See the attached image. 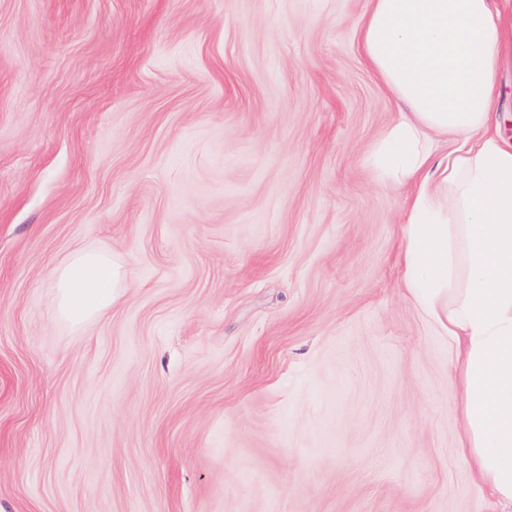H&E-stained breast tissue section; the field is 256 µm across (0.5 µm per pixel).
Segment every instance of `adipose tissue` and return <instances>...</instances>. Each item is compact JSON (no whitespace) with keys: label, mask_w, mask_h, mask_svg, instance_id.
<instances>
[{"label":"adipose tissue","mask_w":512,"mask_h":512,"mask_svg":"<svg viewBox=\"0 0 512 512\" xmlns=\"http://www.w3.org/2000/svg\"><path fill=\"white\" fill-rule=\"evenodd\" d=\"M510 40L497 0H370L358 29L402 106L371 163L409 191L406 289L455 345L464 456L512 510V145L491 127ZM126 280L107 250L75 249L54 273L53 319L81 327Z\"/></svg>","instance_id":"adipose-tissue-1"}]
</instances>
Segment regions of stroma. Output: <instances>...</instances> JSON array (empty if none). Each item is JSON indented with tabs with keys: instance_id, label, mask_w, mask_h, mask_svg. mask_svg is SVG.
<instances>
[{
	"instance_id": "stroma-1",
	"label": "stroma",
	"mask_w": 512,
	"mask_h": 512,
	"mask_svg": "<svg viewBox=\"0 0 512 512\" xmlns=\"http://www.w3.org/2000/svg\"><path fill=\"white\" fill-rule=\"evenodd\" d=\"M367 0H0V512H499L404 284ZM492 120L512 143V44ZM128 273L51 317L76 247Z\"/></svg>"
}]
</instances>
